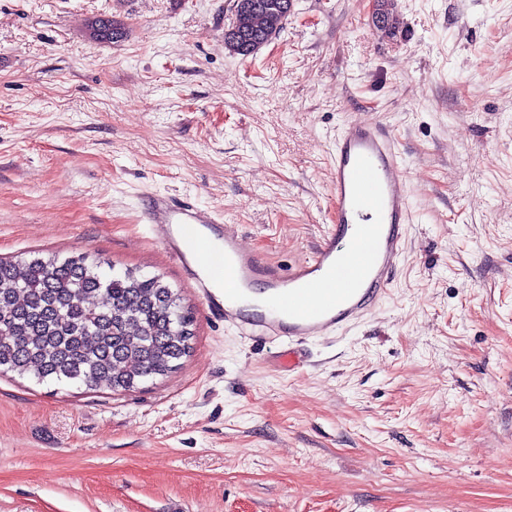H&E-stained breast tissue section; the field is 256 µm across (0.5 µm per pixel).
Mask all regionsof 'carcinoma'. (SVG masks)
Returning <instances> with one entry per match:
<instances>
[{
	"instance_id": "obj_1",
	"label": "carcinoma",
	"mask_w": 512,
	"mask_h": 512,
	"mask_svg": "<svg viewBox=\"0 0 512 512\" xmlns=\"http://www.w3.org/2000/svg\"><path fill=\"white\" fill-rule=\"evenodd\" d=\"M271 40L291 0H257ZM95 255L0 259V374L129 391L187 355L192 312L160 277L133 269L107 277ZM107 298L103 304L96 302Z\"/></svg>"
}]
</instances>
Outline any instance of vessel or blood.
Returning <instances> with one entry per match:
<instances>
[{"mask_svg": "<svg viewBox=\"0 0 512 512\" xmlns=\"http://www.w3.org/2000/svg\"><path fill=\"white\" fill-rule=\"evenodd\" d=\"M389 127L348 125L331 156L336 218L288 269L246 248L233 225L188 199L156 194L143 212L208 316L263 338L300 342L349 326L393 285L412 221L406 172Z\"/></svg>", "mask_w": 512, "mask_h": 512, "instance_id": "obj_1", "label": "vessel or blood"}]
</instances>
